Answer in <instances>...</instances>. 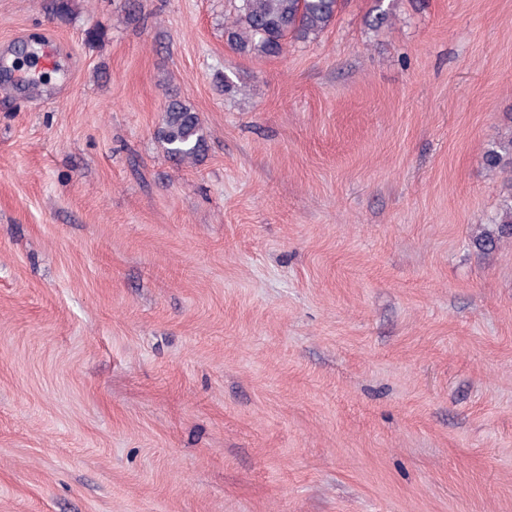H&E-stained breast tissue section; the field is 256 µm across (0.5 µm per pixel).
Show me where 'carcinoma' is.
I'll return each mask as SVG.
<instances>
[{
  "instance_id": "1",
  "label": "carcinoma",
  "mask_w": 512,
  "mask_h": 512,
  "mask_svg": "<svg viewBox=\"0 0 512 512\" xmlns=\"http://www.w3.org/2000/svg\"><path fill=\"white\" fill-rule=\"evenodd\" d=\"M338 4L339 0H235L224 22L226 42L243 55L276 56L288 38L307 41L323 33L334 21ZM159 136L167 153L180 163H193L205 151L198 114L179 100L168 104ZM484 165L504 177L507 192L500 201L496 229L473 237L482 252L512 239V132L487 150Z\"/></svg>"
}]
</instances>
